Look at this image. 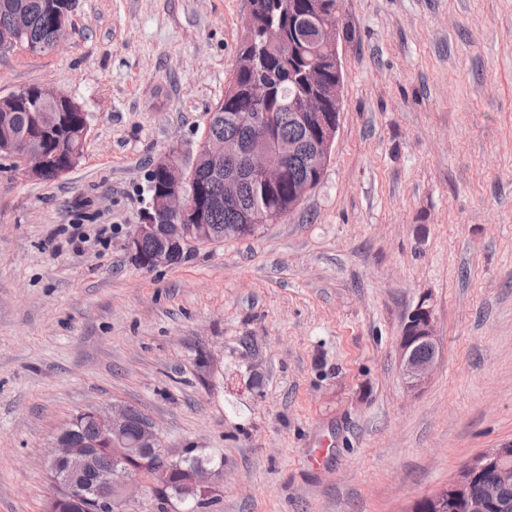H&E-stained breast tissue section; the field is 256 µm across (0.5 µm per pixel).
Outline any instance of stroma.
<instances>
[{"instance_id":"35a3bbf8","label":"stroma","mask_w":512,"mask_h":512,"mask_svg":"<svg viewBox=\"0 0 512 512\" xmlns=\"http://www.w3.org/2000/svg\"><path fill=\"white\" fill-rule=\"evenodd\" d=\"M247 0H76L66 43L0 54L89 115L50 181L0 158V512H46L73 417L132 406L224 465L206 512H407L512 441V0H342L322 183L256 235L139 267L146 174L195 152ZM441 347L408 389L421 297ZM421 346L432 353L419 356ZM400 372L407 387L415 390L424 385L440 360V344L436 335V320L430 298L423 297L408 313L397 347Z\"/></svg>"}]
</instances>
